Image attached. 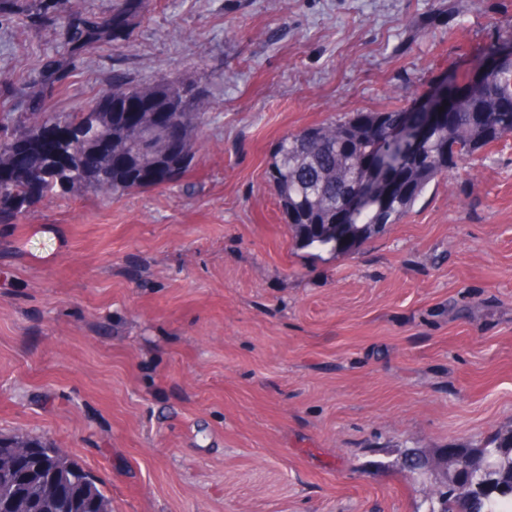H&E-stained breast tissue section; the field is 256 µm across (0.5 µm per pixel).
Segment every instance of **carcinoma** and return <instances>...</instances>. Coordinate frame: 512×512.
Masks as SVG:
<instances>
[{"label": "carcinoma", "instance_id": "obj_1", "mask_svg": "<svg viewBox=\"0 0 512 512\" xmlns=\"http://www.w3.org/2000/svg\"><path fill=\"white\" fill-rule=\"evenodd\" d=\"M143 8V0H122L106 19L89 15L80 0H0V12L34 24H62L63 39L75 54L128 32ZM68 69L53 63L45 84L62 87ZM448 95L456 100L453 111L434 121L427 141L415 152L390 137L389 130L402 112L400 108L355 112L348 117H330L284 136L277 144L267 169V178L277 196L284 222L301 248L339 254L350 252L363 242L400 223L422 198L431 183L447 176L466 160L475 159L487 147L512 136V57L478 79L461 86L455 74L443 79ZM112 114H100L87 107L67 116L47 115L39 100L32 104L33 121L11 137L0 138V168L15 171L14 180L0 184V223L11 224L23 210L20 199L55 194L74 188L102 192L101 169L84 165L97 134L112 136V146L127 156L123 169L112 170L109 193L155 187L146 172L177 169L184 174L192 155L178 157L144 142L158 141L150 115L156 108L168 110L192 142L196 131L209 121L211 103L197 88L169 81L146 85L127 73L112 77ZM64 123L69 136L51 148L42 145V132L50 124ZM29 144L25 155L17 152L15 140ZM381 151L388 161L401 164L398 181L384 206L364 203L354 224H339L343 203L358 189L362 160ZM10 443L0 439V512H112L111 502L96 479L73 459L53 464L47 446L13 467L8 460ZM471 456L488 459V465L462 482L466 493L438 488L436 469L428 456L410 450L401 467L421 486L428 488L417 512H512V422L501 426L489 443L467 447ZM52 480L59 498H40L39 487Z\"/></svg>", "mask_w": 512, "mask_h": 512}]
</instances>
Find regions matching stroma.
<instances>
[{
    "label": "stroma",
    "mask_w": 512,
    "mask_h": 512,
    "mask_svg": "<svg viewBox=\"0 0 512 512\" xmlns=\"http://www.w3.org/2000/svg\"><path fill=\"white\" fill-rule=\"evenodd\" d=\"M510 41L512 0H145L76 58L0 18V129L118 71L212 105L177 184L0 224V435L64 449L112 512H415L404 449L512 421V136L336 255L295 245L266 170L284 135L416 108Z\"/></svg>",
    "instance_id": "stroma-1"
}]
</instances>
